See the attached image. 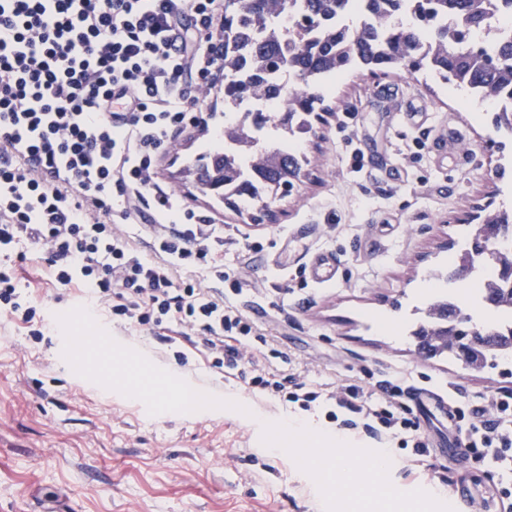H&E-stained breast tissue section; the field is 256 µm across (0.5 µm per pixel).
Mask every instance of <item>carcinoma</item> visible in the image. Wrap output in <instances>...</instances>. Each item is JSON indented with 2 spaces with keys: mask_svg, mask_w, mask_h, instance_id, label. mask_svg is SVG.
Returning a JSON list of instances; mask_svg holds the SVG:
<instances>
[{
  "mask_svg": "<svg viewBox=\"0 0 512 512\" xmlns=\"http://www.w3.org/2000/svg\"><path fill=\"white\" fill-rule=\"evenodd\" d=\"M348 0H224V101L265 97L286 106L283 112H251L248 122L222 125L224 138L235 142L237 154L220 146L204 151L184 169L203 195H222L221 202L239 212L264 209L287 194L305 175L307 155L283 150L278 140H260L253 130L268 126L293 130L296 123L312 133L315 112L323 109L326 90L311 75H335L353 70L372 73L404 67L427 69L444 83L465 85L476 98L494 107L493 126L512 131V107L496 101L512 99V41L493 51L472 41L505 3L512 0H417L411 22L399 19L405 0H368L371 16L353 36L334 23ZM294 70L296 83L280 86L275 78ZM512 308V288L491 285L484 303ZM455 308L443 301L428 306L412 331L430 359L451 354L473 371L498 359L512 357V331L470 336L466 328L443 329V311Z\"/></svg>",
  "mask_w": 512,
  "mask_h": 512,
  "instance_id": "carcinoma-1",
  "label": "carcinoma"
}]
</instances>
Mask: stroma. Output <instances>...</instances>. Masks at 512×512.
<instances>
[{"instance_id": "stroma-1", "label": "stroma", "mask_w": 512, "mask_h": 512, "mask_svg": "<svg viewBox=\"0 0 512 512\" xmlns=\"http://www.w3.org/2000/svg\"><path fill=\"white\" fill-rule=\"evenodd\" d=\"M207 128L176 138L155 170L161 188L225 228L262 239V252L224 246V269L243 291L234 301L267 343L288 360L283 373L333 388L362 378L366 389L390 381L445 392L472 409L512 391V361L476 373L449 360L422 359L407 332L431 275L456 254L474 216L502 206L512 182L497 166L512 162V141L493 131V110L466 107L425 72L355 71L338 80L305 146L310 175L257 219L200 195L181 175L214 143L224 92L206 99ZM360 149L361 168L351 154ZM310 226L301 240L294 234ZM340 260L335 284L301 283L303 251ZM38 313L43 339L0 318V512H451L450 490L415 463L412 448L351 438L355 459L385 455L373 484L339 487L313 459L302 458L287 420L336 438L327 407L291 411L263 391L177 361L149 331L86 315V298L54 284L34 250L10 257ZM154 371L182 390L207 395L201 411L160 402L139 381Z\"/></svg>"}]
</instances>
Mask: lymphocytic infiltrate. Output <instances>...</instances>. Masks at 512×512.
Listing matches in <instances>:
<instances>
[{
    "mask_svg": "<svg viewBox=\"0 0 512 512\" xmlns=\"http://www.w3.org/2000/svg\"><path fill=\"white\" fill-rule=\"evenodd\" d=\"M223 44L224 0H0V252L34 246L56 284L157 334L180 363L191 343L211 367L307 410L324 392L266 365L252 351L263 339L254 323L223 292L180 275L223 277V225L154 180L174 136L205 124L202 92L224 74ZM148 210L145 254L134 221ZM0 315L33 324L37 339L48 326L8 265ZM403 393L388 382L375 397L352 379L335 401L351 414L346 427L409 433L421 465L448 482ZM455 415L472 467L512 451L511 428Z\"/></svg>",
    "mask_w": 512,
    "mask_h": 512,
    "instance_id": "1",
    "label": "lymphocytic infiltrate"
}]
</instances>
